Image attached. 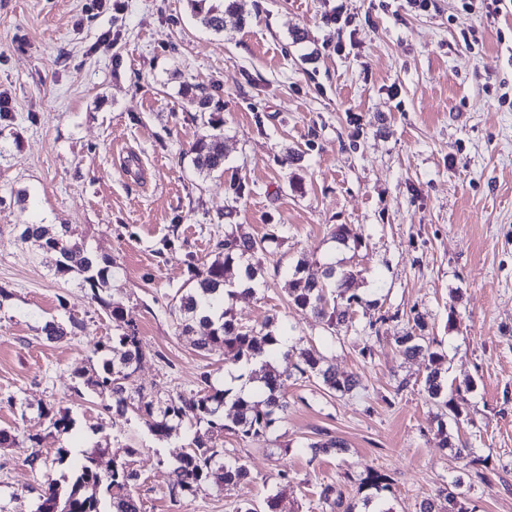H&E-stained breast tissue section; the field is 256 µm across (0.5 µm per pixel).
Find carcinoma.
I'll use <instances>...</instances> for the list:
<instances>
[{"instance_id": "cac0c4a2", "label": "carcinoma", "mask_w": 512, "mask_h": 512, "mask_svg": "<svg viewBox=\"0 0 512 512\" xmlns=\"http://www.w3.org/2000/svg\"><path fill=\"white\" fill-rule=\"evenodd\" d=\"M192 15L201 24L215 32H224V13L242 11L240 0H188ZM207 124L214 133L195 141L189 149L194 168L206 175L224 171V134L214 118ZM22 238L33 241L47 254L55 257V272L76 273L82 276L83 286L90 291L92 301L108 311L115 334L97 341L93 353L101 362L94 387L97 394L112 401L115 415L126 414L130 400L137 399L136 410L149 418V430L159 440L170 438L180 429L187 414H192L198 428L173 466V482L170 497L175 501L185 498L193 488L211 478L228 488L247 485L251 482L247 468L236 458L225 457V450L216 443L215 435L230 428L224 423V404L233 398L235 415L232 429L242 440L256 441L266 438L275 424L287 412L288 401L282 393L283 373L271 363L282 349L281 333L271 324L259 327L243 326L236 322L231 310L226 307L241 291L252 293L247 286L236 288L226 280L227 270L235 264L244 266V278L251 282L255 278L252 260L267 251V243L274 235L261 239L235 232H224V239L217 243L214 259L201 265H190V277L172 298L176 310L177 329L183 336H193V345L204 353L231 352L238 361L260 368L248 379L260 383L254 394L216 388L211 374L200 375L197 389L176 395L158 396L146 394L133 385L132 376L143 356L142 340L137 331L124 323L121 307L102 296L112 276V260L94 257L84 241L78 237L76 228L60 225L52 233L42 224H27ZM359 271L353 268L336 269L333 263L324 264L317 275L296 266L288 295L294 305L310 310L324 320L328 328L336 329L349 322L347 313L359 297L352 288ZM413 331L393 337L400 353L413 358L423 355L428 358L425 391L438 409V417L450 416L459 421L464 399L448 392L444 379L446 357L432 348L429 326L419 313L413 316ZM293 369L302 379L315 377L330 391L346 395L360 386L355 375H339L326 364L323 354L309 348L301 352V362ZM313 452L329 454L346 450L343 441L330 438L308 444ZM99 446L86 448L72 459V481L62 491L53 483L34 489L37 493L35 512H102V500L112 502V512H143L140 498L133 494L139 473L125 463H115L106 473L99 470ZM318 506L325 512H353L346 502L342 490L332 484L321 487ZM420 512H470L461 496L443 489L433 498L422 502Z\"/></svg>"}]
</instances>
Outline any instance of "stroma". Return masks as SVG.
<instances>
[{
	"mask_svg": "<svg viewBox=\"0 0 512 512\" xmlns=\"http://www.w3.org/2000/svg\"><path fill=\"white\" fill-rule=\"evenodd\" d=\"M242 10L216 34L187 0H0V97L10 102L0 112V428L16 436L0 448V512H34L35 487L70 481L59 450L96 444L101 471L116 461L137 470L143 512H237L270 496L277 512H318L321 485L352 500L371 470L387 476L392 512H419L455 482L473 512H512V0H242ZM338 10L343 22L330 23ZM188 86L222 122L224 170L207 178L188 149L211 129ZM27 224L76 226L111 259L103 295L142 340L133 380L145 391L186 393L205 371L236 389L249 375L232 354L200 353L179 335L172 302L189 263L212 258L232 225L276 237L254 293L231 301L235 319L287 331L279 370L313 345L362 386L341 397L288 378V411L265 439L218 437L246 461L250 485L211 479L173 503L171 465L194 419L159 441L145 418L106 410L87 380L112 323L80 278L56 274L22 239ZM336 224L346 243L333 239ZM302 260L314 272L326 262L358 270L350 327L329 331L290 303ZM416 311L465 399L461 421L442 428L425 359L393 342ZM383 313L385 336L361 355L360 330ZM52 318L79 326L50 342ZM47 408L68 410L72 428L51 427ZM327 435L346 453L311 455ZM460 441L477 469L457 458ZM36 453L48 459L39 471L27 464Z\"/></svg>",
	"mask_w": 512,
	"mask_h": 512,
	"instance_id": "obj_1",
	"label": "stroma"
}]
</instances>
